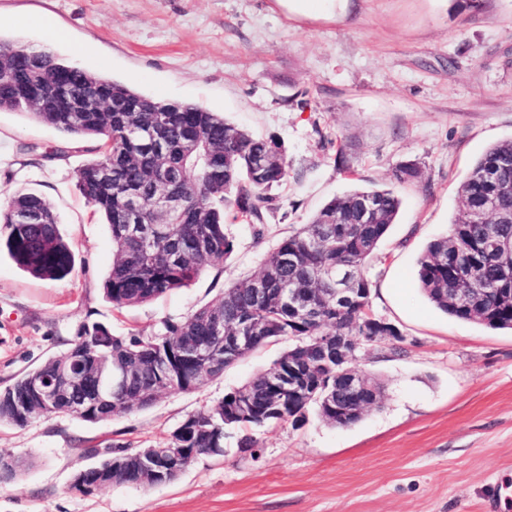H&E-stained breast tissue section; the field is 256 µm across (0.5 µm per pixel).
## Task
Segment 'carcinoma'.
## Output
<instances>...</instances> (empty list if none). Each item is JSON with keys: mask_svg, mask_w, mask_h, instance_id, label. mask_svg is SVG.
<instances>
[{"mask_svg": "<svg viewBox=\"0 0 512 512\" xmlns=\"http://www.w3.org/2000/svg\"><path fill=\"white\" fill-rule=\"evenodd\" d=\"M45 92L69 78L71 97L119 96L140 104L138 112H73L43 96L30 101L15 88L18 75ZM25 109L35 120L74 139L98 141L99 156L77 174L81 195L104 215L112 237V267L104 293L113 308L140 306L188 286L206 268L235 250L226 224H247L262 234L276 198L270 191L288 180L283 145L224 120L203 106L141 94L90 73L54 51L35 50L0 40V109ZM160 195L180 197L181 212L161 211ZM370 210L362 215V203ZM402 201L390 188H354L327 201L310 221L282 239L260 272L224 289L218 302L179 320H165L151 336H115L104 325H84V365L93 374L124 364L132 378L112 385V408L92 402L48 405L28 391L69 366V351L19 377L0 391V422L25 426L46 415L110 420L150 406L163 393H177L217 378L245 357L224 356V337L257 336L254 348L282 339L292 346L274 365L292 359L311 380L323 383L314 398L300 391L280 392L268 409L269 384L260 373L226 394L217 405L194 413L175 432V447L195 456L224 447V429H260L305 419L314 405L326 423L349 427L355 409L376 403L382 385L368 378L364 396L352 399L337 386L336 337H401L392 323L371 311V284L365 264L396 222ZM512 243V141L491 146L462 184L460 205L450 233L428 243L418 259L417 277L427 299L458 320L493 329H512V258L500 245ZM35 277L58 280L69 274L73 254L57 214L41 195L18 192L0 206V246ZM349 275L356 299L336 300V272ZM264 288L262 296L254 293ZM468 288L471 302L453 301L452 290ZM303 305L293 308L287 294Z\"/></svg>", "mask_w": 512, "mask_h": 512, "instance_id": "cac0c4a2", "label": "carcinoma"}]
</instances>
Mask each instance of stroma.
<instances>
[{
	"instance_id": "obj_1",
	"label": "stroma",
	"mask_w": 512,
	"mask_h": 512,
	"mask_svg": "<svg viewBox=\"0 0 512 512\" xmlns=\"http://www.w3.org/2000/svg\"><path fill=\"white\" fill-rule=\"evenodd\" d=\"M66 29L58 51L77 66L154 98L193 102L257 136L276 137L289 166L262 235L238 224L233 255L188 287L113 309L103 291L110 229L87 205L78 169L93 141L68 144L28 114L0 110V203L19 190L54 207L71 273L41 279L0 253V389L70 347L82 325L157 332L258 273L279 242L353 187L402 199L365 266L373 313L398 340L365 344L354 365L384 386L349 427L309 409L303 423L256 431L239 448L197 458L152 488H72L90 448H164L175 428L267 370L287 348L255 350L200 388L164 394L109 421L50 415L0 423V453L29 459L0 481V512H485L512 496V329L437 310L417 281L427 244L450 232L462 183L491 146L512 140V0H357L353 16H288L274 0H0V38L38 48L44 22ZM65 149L63 159L43 152ZM344 151L349 171L336 165ZM417 162L414 181L394 167Z\"/></svg>"
}]
</instances>
